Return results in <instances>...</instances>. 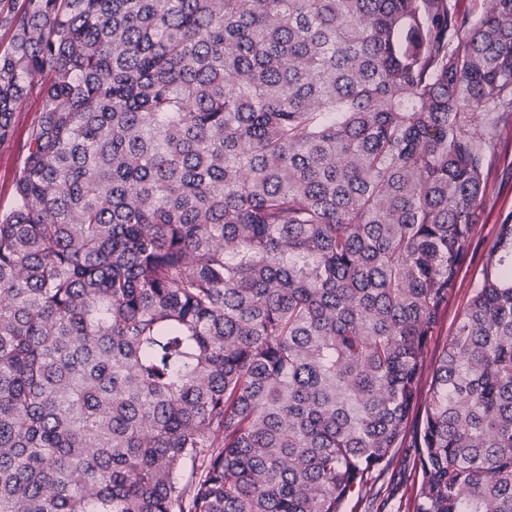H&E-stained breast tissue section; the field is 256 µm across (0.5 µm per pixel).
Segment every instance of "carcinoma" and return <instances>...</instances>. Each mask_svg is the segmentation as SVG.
<instances>
[{"label":"carcinoma","instance_id":"1","mask_svg":"<svg viewBox=\"0 0 512 512\" xmlns=\"http://www.w3.org/2000/svg\"><path fill=\"white\" fill-rule=\"evenodd\" d=\"M0 512H342L392 459L512 115V0H25ZM414 512H512V215Z\"/></svg>","mask_w":512,"mask_h":512}]
</instances>
